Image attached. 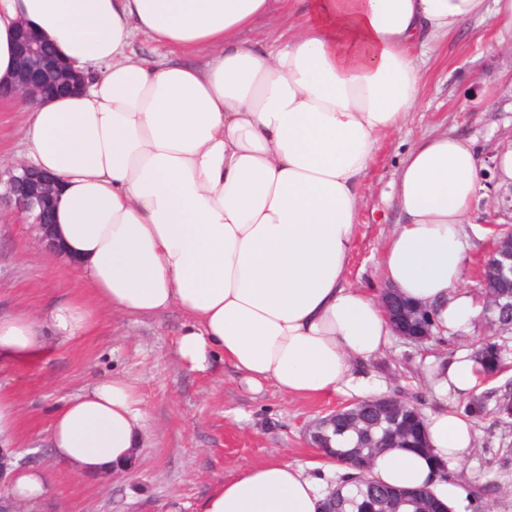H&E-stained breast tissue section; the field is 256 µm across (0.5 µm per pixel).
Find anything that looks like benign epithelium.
I'll return each mask as SVG.
<instances>
[{
  "label": "benign epithelium",
  "mask_w": 512,
  "mask_h": 512,
  "mask_svg": "<svg viewBox=\"0 0 512 512\" xmlns=\"http://www.w3.org/2000/svg\"><path fill=\"white\" fill-rule=\"evenodd\" d=\"M16 60L12 81L14 93L29 99L53 95L58 82L50 76L63 71L66 63L46 53L42 39L26 27L18 31ZM8 174L4 182L5 191L0 193V204L6 201L16 213L33 217L32 226L42 233L45 249H58L59 245L50 233L51 216L56 205L55 178L22 164L13 165ZM495 280L512 281V231L497 237L481 265L479 288H488ZM379 299L396 335L404 339L414 336L418 342L433 336L427 307L400 299L390 288L383 289Z\"/></svg>",
  "instance_id": "7a95c632"
}]
</instances>
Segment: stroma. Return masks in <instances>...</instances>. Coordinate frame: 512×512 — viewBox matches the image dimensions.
Wrapping results in <instances>:
<instances>
[{
	"label": "stroma",
	"mask_w": 512,
	"mask_h": 512,
	"mask_svg": "<svg viewBox=\"0 0 512 512\" xmlns=\"http://www.w3.org/2000/svg\"><path fill=\"white\" fill-rule=\"evenodd\" d=\"M442 130L471 139L482 160L485 190L467 223L481 227L469 235L464 286L477 292L474 273L496 236L512 229V183L494 171V156L512 145V50L497 46L493 34L475 40L470 28L450 35L429 53L425 87L407 126L383 138L361 187L359 239L349 260L351 282L373 290L384 286L381 248L400 215L393 184L408 148L420 136ZM34 228L15 214L0 213V314L28 309L44 315L80 283L66 262H47ZM184 323L178 309L138 321L102 311L98 330L71 343L44 336V353L29 365L0 362V392L16 403L22 440L15 450L29 466L49 469L51 493L20 512H200L215 484L250 463L286 456L303 463L317 456L305 438L307 424L348 404L349 396L289 399L273 385L251 391L229 366L207 377L182 366L175 342ZM487 332L478 322L470 334L415 343L394 337L373 365L389 393L420 410L432 408L424 382V358L471 352ZM115 374L138 385L148 412L149 437L119 474L94 480L55 466L47 431L56 408L82 387ZM478 443L457 469L464 489L490 483L512 486V420L495 411L476 420Z\"/></svg>",
	"instance_id": "1"
}]
</instances>
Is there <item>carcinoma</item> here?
<instances>
[{
	"label": "carcinoma",
	"mask_w": 512,
	"mask_h": 512,
	"mask_svg": "<svg viewBox=\"0 0 512 512\" xmlns=\"http://www.w3.org/2000/svg\"><path fill=\"white\" fill-rule=\"evenodd\" d=\"M493 300L501 306L495 319L512 322V283L500 282L489 289ZM498 337L489 331L478 342L473 358L480 365V375L493 372L499 360ZM488 398L472 396L466 400L464 412L473 418L487 411ZM406 409L377 410L369 400H361L344 406L336 423H328L321 429L324 453L342 461H369L386 448H417L422 442L418 428L408 423ZM356 492L348 497L340 493L329 495L323 502L322 512H403L406 506L412 512H448V508L426 489L404 490L374 484L369 481L355 482Z\"/></svg>",
	"instance_id": "carcinoma-1"
}]
</instances>
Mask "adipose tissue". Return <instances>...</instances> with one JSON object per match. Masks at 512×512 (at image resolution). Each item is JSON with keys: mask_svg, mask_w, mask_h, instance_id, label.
<instances>
[{"mask_svg": "<svg viewBox=\"0 0 512 512\" xmlns=\"http://www.w3.org/2000/svg\"><path fill=\"white\" fill-rule=\"evenodd\" d=\"M273 17L282 26L256 32ZM473 19L512 45V0H0L1 82L22 24L86 77L62 97H0L22 117L20 162L57 179L53 233L83 283L46 322L0 317V358L34 361L45 328L61 342L90 335L105 308L145 318L176 307L190 370L225 364L250 390L290 399L385 392L370 365L394 331L346 278L360 188L381 137L416 107L426 51ZM141 36L170 58L139 57ZM479 169L470 141L442 131L414 142L394 183L401 222L382 274L430 306L438 336L470 332L479 313L463 286ZM424 363L436 398L427 448L386 449L367 477L463 512L462 487L438 465L473 451L474 423L448 396L478 393V366L466 352ZM147 420L133 382L97 381L54 415L53 457L90 477L123 470ZM338 471L323 453L249 464L202 512H320ZM0 482L30 506L48 489L44 472L12 464Z\"/></svg>", "mask_w": 512, "mask_h": 512, "instance_id": "1", "label": "adipose tissue"}]
</instances>
